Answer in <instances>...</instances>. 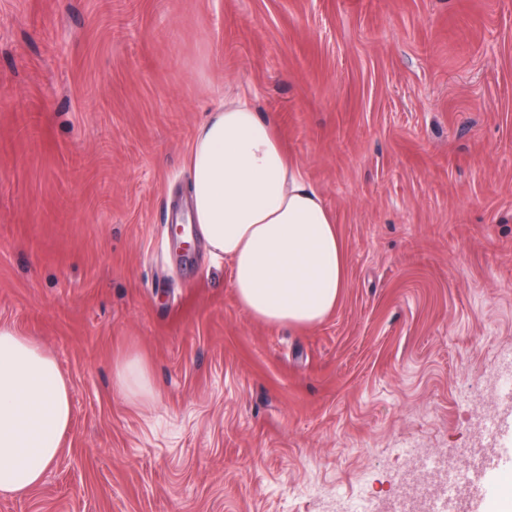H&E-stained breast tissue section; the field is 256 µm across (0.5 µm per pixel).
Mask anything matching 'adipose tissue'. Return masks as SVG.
Returning <instances> with one entry per match:
<instances>
[{
    "mask_svg": "<svg viewBox=\"0 0 512 512\" xmlns=\"http://www.w3.org/2000/svg\"><path fill=\"white\" fill-rule=\"evenodd\" d=\"M188 220L211 256L228 260L237 302L258 321L309 328L336 307L347 256L336 218L275 124L244 92L197 128ZM113 389L154 393L138 356L114 365ZM72 427L71 382L54 354L0 325V495L22 497L57 459Z\"/></svg>",
    "mask_w": 512,
    "mask_h": 512,
    "instance_id": "adipose-tissue-1",
    "label": "adipose tissue"
}]
</instances>
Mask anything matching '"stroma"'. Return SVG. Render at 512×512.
I'll return each mask as SVG.
<instances>
[{
	"label": "stroma",
	"instance_id": "obj_1",
	"mask_svg": "<svg viewBox=\"0 0 512 512\" xmlns=\"http://www.w3.org/2000/svg\"><path fill=\"white\" fill-rule=\"evenodd\" d=\"M246 91L336 217L347 280L256 321L171 233L194 132ZM0 324L72 382L0 512H394L409 454L512 449V0H0ZM155 397L112 388L125 355ZM512 463L467 483L486 512Z\"/></svg>",
	"mask_w": 512,
	"mask_h": 512
}]
</instances>
